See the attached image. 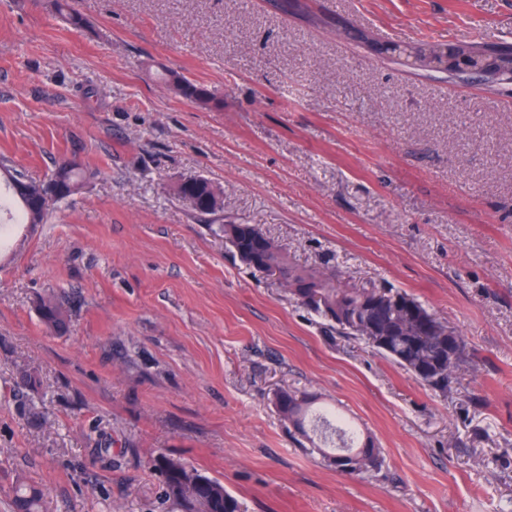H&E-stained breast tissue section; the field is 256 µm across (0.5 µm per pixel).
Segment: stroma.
Here are the masks:
<instances>
[{
	"mask_svg": "<svg viewBox=\"0 0 512 512\" xmlns=\"http://www.w3.org/2000/svg\"><path fill=\"white\" fill-rule=\"evenodd\" d=\"M0 0V158L95 170L0 246V512L16 479L48 512H182L159 455L242 512H512V81L375 56L365 39L512 46V0ZM223 91L202 109L155 78ZM204 175L223 208L172 195ZM256 224L295 262L392 285L459 331L447 395L328 334L251 273L219 227ZM61 295L64 334L40 295ZM293 388L370 435L381 470L300 448ZM42 323L50 330L62 333L68 329L67 312L61 298L54 294L42 297L37 304ZM312 399L292 389H282L274 394L273 404L284 422L301 435L306 436L305 422L310 411Z\"/></svg>",
	"mask_w": 512,
	"mask_h": 512,
	"instance_id": "1",
	"label": "stroma"
}]
</instances>
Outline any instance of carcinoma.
Returning <instances> with one entry per match:
<instances>
[{
  "instance_id": "1",
  "label": "carcinoma",
  "mask_w": 512,
  "mask_h": 512,
  "mask_svg": "<svg viewBox=\"0 0 512 512\" xmlns=\"http://www.w3.org/2000/svg\"><path fill=\"white\" fill-rule=\"evenodd\" d=\"M53 7L67 24L86 26L84 18L73 11L68 0H53ZM167 88L177 96L201 107L223 103L218 89L196 84L175 73L162 76ZM0 172L7 177L0 189V214L8 215L10 224H44L49 209L41 200L50 196L64 200L83 186L88 170L74 160H63L43 182L31 181L21 172L0 162ZM174 195L190 203L201 215L219 211L223 190L203 176L193 182L173 187ZM239 260L253 272L278 269L290 294L323 321L329 333L353 336L390 359L430 390L445 395L463 355L448 358V322L432 313L414 295L400 288L365 283L351 287L335 273L306 268L288 261L274 238L254 224L238 225L230 241ZM42 323L62 333L68 329L67 312L61 298L54 294L42 297L37 304ZM273 404L281 419L301 435L312 404L307 395L292 389L274 394ZM317 451L336 471L360 475L382 464L380 450L371 438L346 443L331 454ZM156 466L164 477L166 496L186 512H241L238 500L216 479L187 469L180 462L161 456ZM18 512H42L41 492L20 485L15 488Z\"/></svg>"
}]
</instances>
